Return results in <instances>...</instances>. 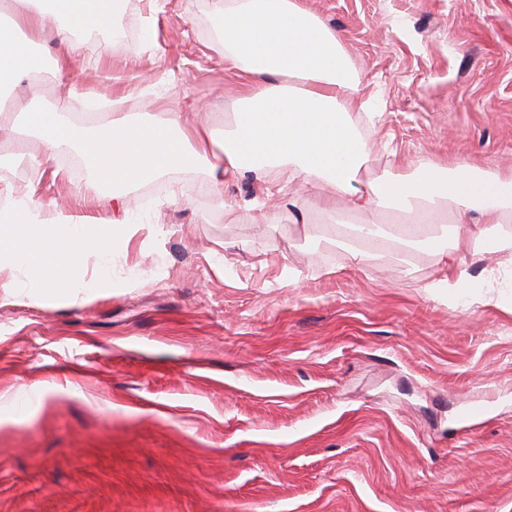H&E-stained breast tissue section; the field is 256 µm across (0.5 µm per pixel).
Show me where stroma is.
Listing matches in <instances>:
<instances>
[{"mask_svg":"<svg viewBox=\"0 0 512 512\" xmlns=\"http://www.w3.org/2000/svg\"><path fill=\"white\" fill-rule=\"evenodd\" d=\"M338 32L381 114L375 170L512 159V0H304ZM115 41L60 43L72 67L15 93L120 112L209 106L238 82L209 0H122ZM0 141V196L96 214L112 191L78 151L48 155L23 116ZM249 174L205 171L124 193L138 232L112 257L129 288L82 300L0 270V512H512V313L429 294L428 246L352 265L314 192L296 210ZM232 207H224V199ZM484 403L472 434L459 413Z\"/></svg>","mask_w":512,"mask_h":512,"instance_id":"35a3bbf8","label":"stroma"}]
</instances>
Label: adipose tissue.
<instances>
[{
	"mask_svg": "<svg viewBox=\"0 0 512 512\" xmlns=\"http://www.w3.org/2000/svg\"><path fill=\"white\" fill-rule=\"evenodd\" d=\"M210 8L224 68L240 80L242 107L224 132L182 112L164 120L116 112L83 136L63 105L40 108L15 97L17 85L39 71L33 47L44 16L56 20L65 40L113 24L117 0H0V107L22 114L49 153L81 149L105 187L131 189L204 169L220 195L227 178L254 173L265 178L269 196L310 188L324 212L366 215L353 232L367 247L385 245L382 220L392 215L444 225L450 245L436 250L439 275L427 292L460 298L478 291L487 299L502 279L512 280L502 263L478 280L455 266L463 248L512 254V167L492 172L462 158L447 166L421 162L405 175L372 172L353 118L363 106L355 96L361 78L339 34L303 0H211ZM137 230L126 217L49 210L27 198L0 208V266L23 270L30 292L74 297L91 280L111 287L112 255Z\"/></svg>",
	"mask_w": 512,
	"mask_h": 512,
	"instance_id": "ef3b65f1",
	"label": "adipose tissue"
}]
</instances>
